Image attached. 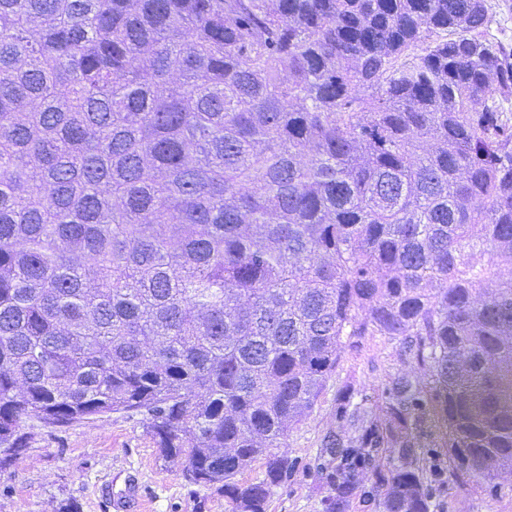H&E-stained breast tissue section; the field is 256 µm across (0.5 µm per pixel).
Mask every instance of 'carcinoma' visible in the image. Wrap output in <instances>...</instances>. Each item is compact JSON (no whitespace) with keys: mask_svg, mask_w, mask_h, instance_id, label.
<instances>
[{"mask_svg":"<svg viewBox=\"0 0 512 512\" xmlns=\"http://www.w3.org/2000/svg\"><path fill=\"white\" fill-rule=\"evenodd\" d=\"M497 0H0V468L22 424L137 412L232 512L342 353L324 512L415 448L512 487V42ZM397 464L378 472L379 449ZM262 475L238 479L254 461Z\"/></svg>","mask_w":512,"mask_h":512,"instance_id":"obj_1","label":"carcinoma"}]
</instances>
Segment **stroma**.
<instances>
[{"label": "stroma", "instance_id": "stroma-1", "mask_svg": "<svg viewBox=\"0 0 512 512\" xmlns=\"http://www.w3.org/2000/svg\"><path fill=\"white\" fill-rule=\"evenodd\" d=\"M398 341L369 336L345 349L319 406L288 438L286 453L296 467L277 487L268 512H323L325 489L315 472L322 438L336 428V392L349 385L375 397L389 376L402 369ZM27 451L0 469V512H118L102 495L135 484L125 512H231L223 493L185 480L179 463L161 458L141 414L112 413L66 426L25 424ZM432 489L430 512H512V489L488 495L474 478L449 472L448 450L439 432L426 425L416 450Z\"/></svg>", "mask_w": 512, "mask_h": 512}]
</instances>
